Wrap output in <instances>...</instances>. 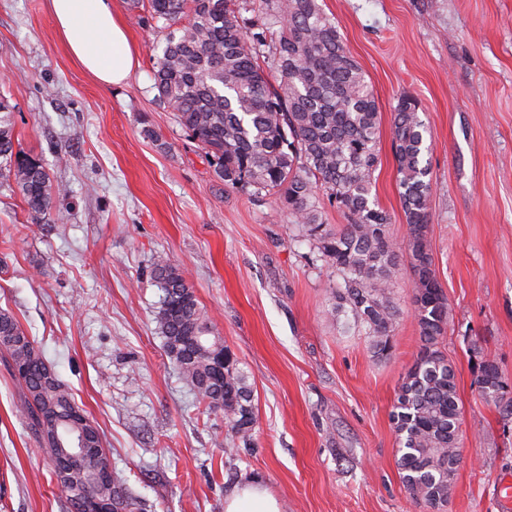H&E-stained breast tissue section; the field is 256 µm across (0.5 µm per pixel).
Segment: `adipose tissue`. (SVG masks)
<instances>
[{
    "label": "adipose tissue",
    "instance_id": "ef3b65f1",
    "mask_svg": "<svg viewBox=\"0 0 512 512\" xmlns=\"http://www.w3.org/2000/svg\"><path fill=\"white\" fill-rule=\"evenodd\" d=\"M50 12L68 50L99 82L120 84L136 59L111 0H50ZM224 512H281L262 479L247 480L224 503Z\"/></svg>",
    "mask_w": 512,
    "mask_h": 512
}]
</instances>
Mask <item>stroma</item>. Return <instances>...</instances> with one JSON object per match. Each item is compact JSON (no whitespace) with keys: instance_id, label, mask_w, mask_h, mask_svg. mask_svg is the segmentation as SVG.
I'll use <instances>...</instances> for the list:
<instances>
[{"instance_id":"35a3bbf8","label":"stroma","mask_w":512,"mask_h":512,"mask_svg":"<svg viewBox=\"0 0 512 512\" xmlns=\"http://www.w3.org/2000/svg\"><path fill=\"white\" fill-rule=\"evenodd\" d=\"M381 112L372 195L406 236L392 113L414 96L427 126L428 241L448 298L442 350L457 369L462 459L446 512H512V428L476 384L480 358L512 386V0H319ZM138 61L105 85L67 50L48 0H0V94L24 154L65 188L32 221L0 174V309L37 340L104 434L112 466L148 512H224L262 477L282 512H422L396 465L390 414L419 351L413 276L389 357L331 320L335 270L279 200L218 181L160 103L167 33L149 6L112 0ZM184 270L253 389L250 444H218L167 357L154 316L157 255ZM0 358V512H70Z\"/></svg>"}]
</instances>
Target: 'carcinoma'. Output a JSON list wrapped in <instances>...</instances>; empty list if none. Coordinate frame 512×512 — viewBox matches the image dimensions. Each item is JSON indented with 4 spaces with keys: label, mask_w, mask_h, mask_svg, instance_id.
<instances>
[{
    "label": "carcinoma",
    "mask_w": 512,
    "mask_h": 512,
    "mask_svg": "<svg viewBox=\"0 0 512 512\" xmlns=\"http://www.w3.org/2000/svg\"><path fill=\"white\" fill-rule=\"evenodd\" d=\"M165 21L162 54L154 79L158 98L198 141L218 179L227 186L274 195L306 227L317 259L336 270L333 312H350L365 328L374 353L388 355L399 315L393 283L403 257L413 275L415 317L421 347L400 383L391 414L399 443L398 469L406 492L425 512H445L461 460L456 370L441 349L449 325L448 299L428 249L430 167L424 161L427 127L416 99L399 98L393 112L392 149L407 224L401 242L389 234L391 214L371 199L380 163L379 107L357 61L318 0H262L258 31L240 23L248 0H149ZM275 34L272 69L258 63L267 35ZM0 158L20 189L31 218L50 215L54 195L43 165L15 149L12 107L0 99ZM347 217L331 229L321 222L317 194ZM154 278L162 291L156 330L167 356L193 387L199 402L224 411L230 439L250 444L257 421L248 377L234 359L224 378L212 372L213 353L224 348L200 307L185 272L160 256ZM0 351L22 391L21 412L48 456L70 512L92 501L112 512H142L139 499L112 469L110 452L96 424L77 404L49 363L8 310H0ZM478 384L485 399L500 405L512 423V400L498 366L484 361ZM70 419L95 447L71 468L61 467L64 449L45 436L41 417Z\"/></svg>",
    "instance_id": "cac0c4a2"
}]
</instances>
